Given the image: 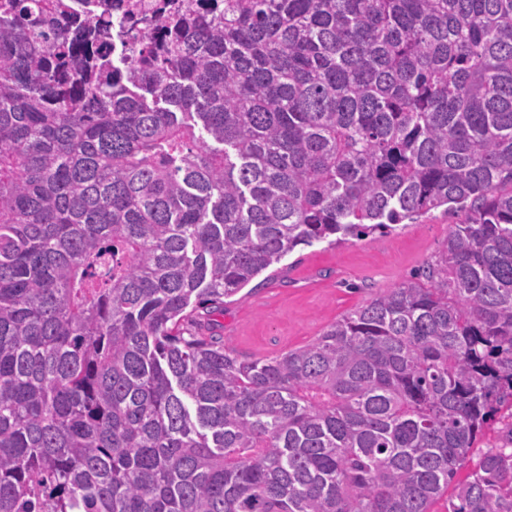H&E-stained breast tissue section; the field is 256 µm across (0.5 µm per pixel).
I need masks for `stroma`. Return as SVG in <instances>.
<instances>
[{
	"label": "stroma",
	"mask_w": 512,
	"mask_h": 512,
	"mask_svg": "<svg viewBox=\"0 0 512 512\" xmlns=\"http://www.w3.org/2000/svg\"><path fill=\"white\" fill-rule=\"evenodd\" d=\"M461 211L437 209L413 224L340 244L300 246L224 305V340L269 357L315 340L332 322L434 261Z\"/></svg>",
	"instance_id": "obj_1"
}]
</instances>
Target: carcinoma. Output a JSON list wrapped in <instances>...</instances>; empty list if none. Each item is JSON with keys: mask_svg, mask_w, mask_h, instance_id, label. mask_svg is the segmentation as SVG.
I'll return each instance as SVG.
<instances>
[{"mask_svg": "<svg viewBox=\"0 0 512 512\" xmlns=\"http://www.w3.org/2000/svg\"><path fill=\"white\" fill-rule=\"evenodd\" d=\"M75 2L0 0V512H512V0L193 2L121 67ZM443 206L313 343H224L297 247Z\"/></svg>", "mask_w": 512, "mask_h": 512, "instance_id": "obj_1", "label": "carcinoma"}]
</instances>
